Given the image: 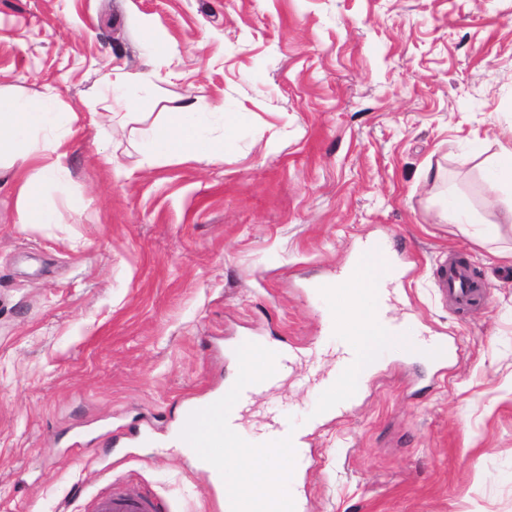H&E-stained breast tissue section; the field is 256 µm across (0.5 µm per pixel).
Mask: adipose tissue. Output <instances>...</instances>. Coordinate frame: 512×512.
<instances>
[{"mask_svg":"<svg viewBox=\"0 0 512 512\" xmlns=\"http://www.w3.org/2000/svg\"><path fill=\"white\" fill-rule=\"evenodd\" d=\"M75 119L74 113L61 110L59 94L53 86H45L33 100L0 88V170L12 171L19 185L17 206L21 223L59 224L64 214L81 213L80 199H70L62 212L45 203L42 196L43 183L62 180L66 174V145L74 132ZM202 124L203 114L196 104L181 105L168 125L144 132V155L151 159L174 155L190 160L204 155L223 156V143L206 138ZM375 264V258L359 254L350 275L337 281L335 288L347 304L338 323L364 351L359 374L373 371L378 352L387 344L386 337L370 330V299L378 288L370 280L369 272ZM277 479V472L262 451L234 442L223 477L230 496H267L269 485Z\"/></svg>","mask_w":512,"mask_h":512,"instance_id":"1","label":"adipose tissue"}]
</instances>
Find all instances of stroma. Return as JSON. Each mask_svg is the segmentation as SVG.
<instances>
[{
    "mask_svg": "<svg viewBox=\"0 0 512 512\" xmlns=\"http://www.w3.org/2000/svg\"><path fill=\"white\" fill-rule=\"evenodd\" d=\"M110 70L136 103L121 127ZM48 85L78 120L45 196L83 210L20 224L0 173V512H90L125 485L224 512L177 425L268 338L294 365L241 434L272 411L304 432L313 466L278 486L304 512H512V196L487 186L512 145V0H0V87ZM185 102L223 158L145 162L143 131ZM456 197L484 235L444 219ZM375 241L385 310L416 333L324 415L312 378L341 339L314 285ZM457 256L478 307L440 299ZM439 337L448 361L419 359Z\"/></svg>",
    "mask_w": 512,
    "mask_h": 512,
    "instance_id": "obj_1",
    "label": "stroma"
}]
</instances>
